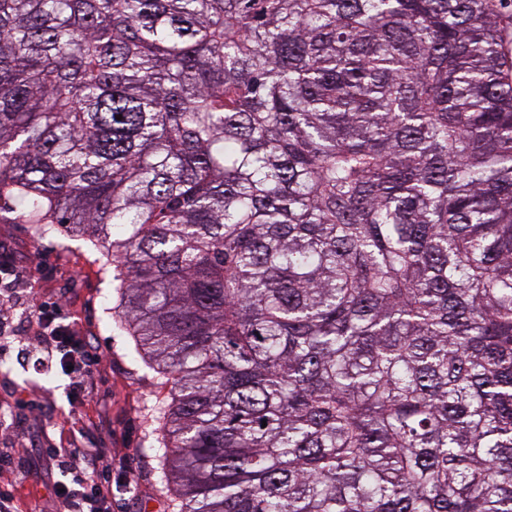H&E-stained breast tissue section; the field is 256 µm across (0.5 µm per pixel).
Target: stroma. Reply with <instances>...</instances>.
Returning <instances> with one entry per match:
<instances>
[{
    "label": "stroma",
    "instance_id": "35a3bbf8",
    "mask_svg": "<svg viewBox=\"0 0 512 512\" xmlns=\"http://www.w3.org/2000/svg\"><path fill=\"white\" fill-rule=\"evenodd\" d=\"M5 250L20 268L40 264L31 288L44 300L61 302L86 343L107 358L90 379L92 405L72 410L67 377L56 369L45 376L20 362L17 345L29 334L26 307L17 305L10 339L0 343V404L15 406L19 436L13 464L0 475L25 484L22 512H62L63 503L52 493L58 474L42 448L48 436L75 424L88 444L112 451V512H173L151 450L165 391L152 370L132 364L128 337L112 332V288L102 279L91 244L60 234L38 240L29 225L0 224V252Z\"/></svg>",
    "mask_w": 512,
    "mask_h": 512
}]
</instances>
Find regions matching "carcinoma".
Returning <instances> with one entry per match:
<instances>
[{
    "instance_id": "obj_1",
    "label": "carcinoma",
    "mask_w": 512,
    "mask_h": 512,
    "mask_svg": "<svg viewBox=\"0 0 512 512\" xmlns=\"http://www.w3.org/2000/svg\"><path fill=\"white\" fill-rule=\"evenodd\" d=\"M510 5L0 0V224L99 254L176 512H512Z\"/></svg>"
}]
</instances>
